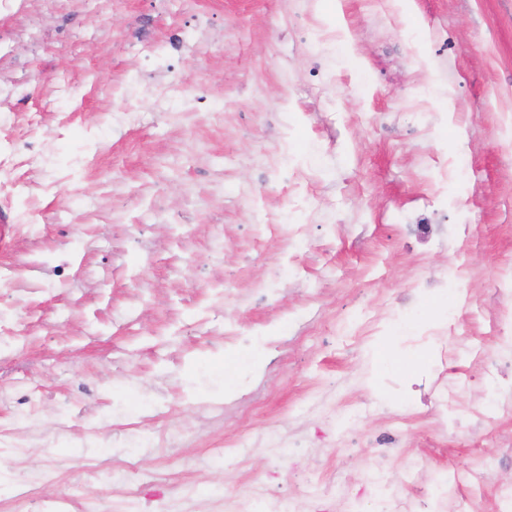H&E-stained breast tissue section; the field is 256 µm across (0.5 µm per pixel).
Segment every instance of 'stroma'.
<instances>
[{
  "instance_id": "1",
  "label": "stroma",
  "mask_w": 512,
  "mask_h": 512,
  "mask_svg": "<svg viewBox=\"0 0 512 512\" xmlns=\"http://www.w3.org/2000/svg\"><path fill=\"white\" fill-rule=\"evenodd\" d=\"M4 112L48 144L16 158L30 224L0 208V425L24 426L25 389L46 446L21 465L0 447L6 512L84 496L89 470L90 512H168L189 479L243 493L269 464L225 466L224 436L271 425L355 490L413 452L429 479L512 484V419L484 418L477 361L512 336V0H16ZM412 224L446 231L425 246ZM228 325L288 347L236 353ZM442 368L444 413L387 386ZM326 391L365 414L330 428L308 410ZM228 398L249 402L231 423Z\"/></svg>"
}]
</instances>
